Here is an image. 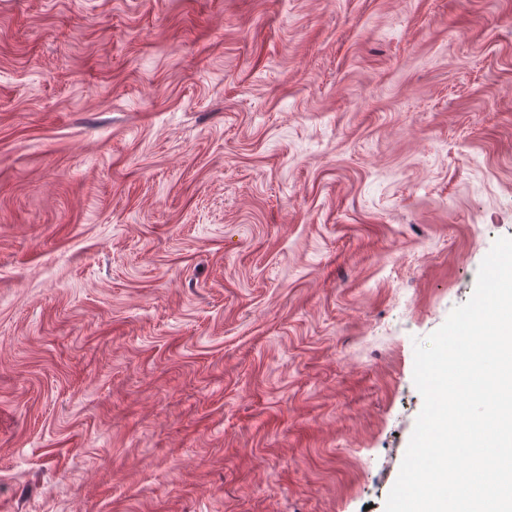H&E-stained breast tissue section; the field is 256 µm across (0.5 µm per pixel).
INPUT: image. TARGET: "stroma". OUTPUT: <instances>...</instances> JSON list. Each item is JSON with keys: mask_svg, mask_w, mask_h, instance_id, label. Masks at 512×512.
<instances>
[{"mask_svg": "<svg viewBox=\"0 0 512 512\" xmlns=\"http://www.w3.org/2000/svg\"><path fill=\"white\" fill-rule=\"evenodd\" d=\"M502 237L512 0H0V512H384Z\"/></svg>", "mask_w": 512, "mask_h": 512, "instance_id": "35a3bbf8", "label": "stroma"}]
</instances>
